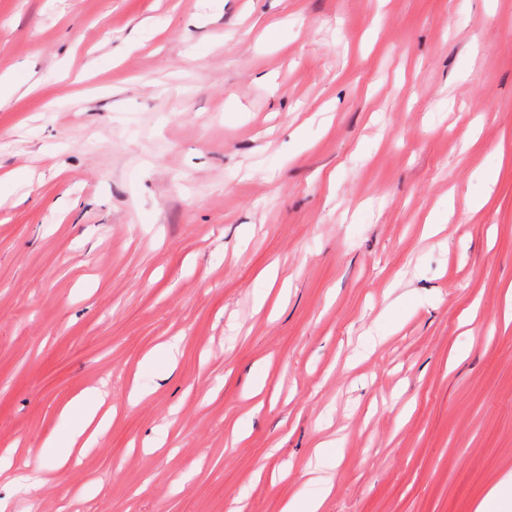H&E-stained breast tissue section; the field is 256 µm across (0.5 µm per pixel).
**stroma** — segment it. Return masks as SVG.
Segmentation results:
<instances>
[{
    "label": "stroma",
    "mask_w": 512,
    "mask_h": 512,
    "mask_svg": "<svg viewBox=\"0 0 512 512\" xmlns=\"http://www.w3.org/2000/svg\"><path fill=\"white\" fill-rule=\"evenodd\" d=\"M0 76L7 504L279 512L330 434L323 512L512 471V0H0ZM105 403L106 398L103 392L99 388L91 387L85 389L76 403L67 409L68 414L79 417L82 425L79 429L71 430L67 434L64 447L56 446L53 443L47 446L48 448H64L60 452L51 454L58 466L64 465L76 448H86L92 437L100 434L108 427L112 420V407L102 412ZM92 426L94 427L89 437L82 440L86 431Z\"/></svg>",
    "instance_id": "1"
}]
</instances>
